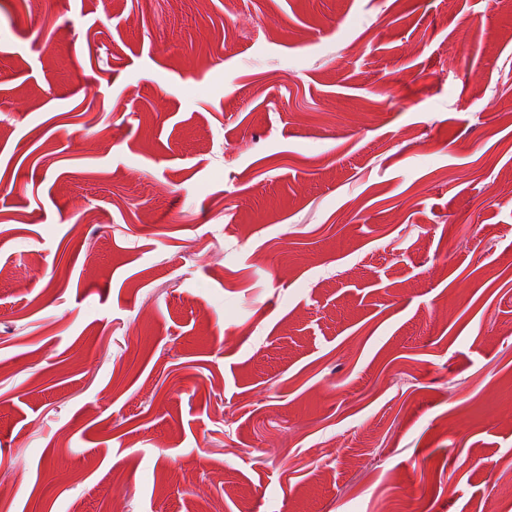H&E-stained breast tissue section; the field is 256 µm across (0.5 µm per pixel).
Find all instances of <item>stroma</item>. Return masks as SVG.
I'll list each match as a JSON object with an SVG mask.
<instances>
[{"mask_svg":"<svg viewBox=\"0 0 512 512\" xmlns=\"http://www.w3.org/2000/svg\"><path fill=\"white\" fill-rule=\"evenodd\" d=\"M501 512L512 11L0 0V512Z\"/></svg>","mask_w":512,"mask_h":512,"instance_id":"1","label":"stroma"}]
</instances>
